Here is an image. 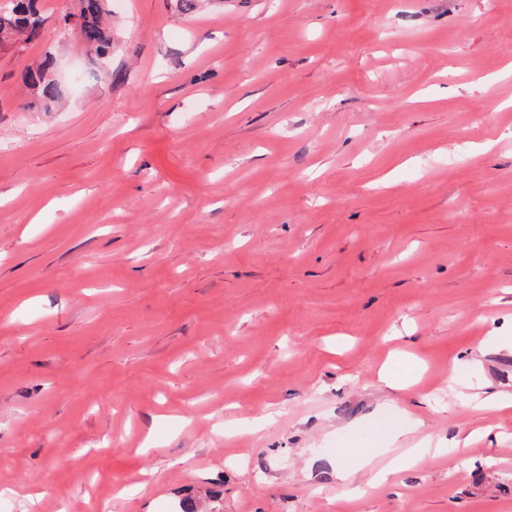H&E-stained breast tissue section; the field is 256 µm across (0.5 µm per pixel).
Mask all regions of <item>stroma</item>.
I'll list each match as a JSON object with an SVG mask.
<instances>
[{"label":"stroma","instance_id":"1","mask_svg":"<svg viewBox=\"0 0 512 512\" xmlns=\"http://www.w3.org/2000/svg\"><path fill=\"white\" fill-rule=\"evenodd\" d=\"M38 6L0 51L12 512H512V410L450 387L512 394V0H111L98 65ZM408 415L441 453L337 481ZM54 52L45 50L39 63L29 66L22 74V83L29 97L25 110L51 112L63 96V89L53 74Z\"/></svg>","mask_w":512,"mask_h":512}]
</instances>
